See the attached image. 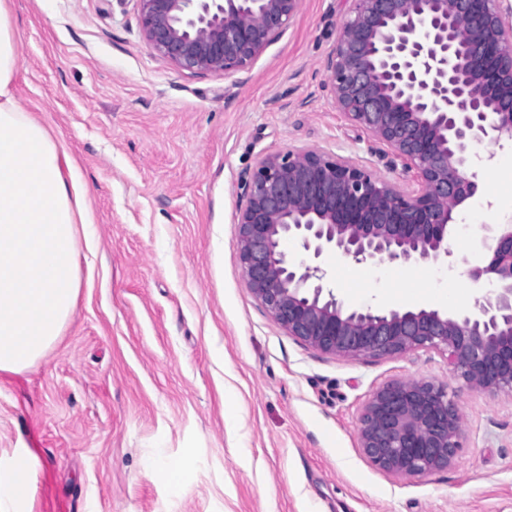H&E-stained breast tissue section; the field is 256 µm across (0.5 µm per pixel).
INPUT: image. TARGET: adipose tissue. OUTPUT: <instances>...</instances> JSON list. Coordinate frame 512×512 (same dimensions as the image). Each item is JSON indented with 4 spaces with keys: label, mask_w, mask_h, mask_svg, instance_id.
Wrapping results in <instances>:
<instances>
[{
    "label": "adipose tissue",
    "mask_w": 512,
    "mask_h": 512,
    "mask_svg": "<svg viewBox=\"0 0 512 512\" xmlns=\"http://www.w3.org/2000/svg\"><path fill=\"white\" fill-rule=\"evenodd\" d=\"M15 37L0 8V379L21 373L61 336L79 291L82 192L71 166L19 100Z\"/></svg>",
    "instance_id": "obj_1"
}]
</instances>
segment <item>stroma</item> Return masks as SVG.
I'll return each instance as SVG.
<instances>
[{"mask_svg": "<svg viewBox=\"0 0 512 512\" xmlns=\"http://www.w3.org/2000/svg\"><path fill=\"white\" fill-rule=\"evenodd\" d=\"M16 38L15 93L68 154L87 196L80 288L46 355L0 383V469L37 463L32 512H512V393L468 386L428 348L319 352L277 325L242 271L240 182L259 156L338 154L412 188L350 126L324 65L344 0H302L232 76L175 69L144 43L134 0H0ZM482 190L455 212L457 258L357 264L291 238L351 310L478 313L490 230L512 224V140L470 146ZM446 385L465 438L453 466L377 469L358 439L369 396ZM185 464L180 488L143 461Z\"/></svg>", "mask_w": 512, "mask_h": 512, "instance_id": "35a3bbf8", "label": "stroma"}]
</instances>
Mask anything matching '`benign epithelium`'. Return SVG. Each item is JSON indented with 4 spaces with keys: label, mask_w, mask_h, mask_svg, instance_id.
I'll list each match as a JSON object with an SVG mask.
<instances>
[{
    "label": "benign epithelium",
    "mask_w": 512,
    "mask_h": 512,
    "mask_svg": "<svg viewBox=\"0 0 512 512\" xmlns=\"http://www.w3.org/2000/svg\"><path fill=\"white\" fill-rule=\"evenodd\" d=\"M147 46L180 71L233 75L248 69L297 14L301 0H135ZM325 78L344 118L411 173L406 190L371 168L325 151L258 159L240 186L239 260L249 288L275 323L333 355H403L441 349L472 387L512 392V224H502L486 263L469 270L496 285L480 314L434 309L348 310L324 272L288 263L298 238L361 263H417L453 256L455 210L479 194L468 148L512 139V0H345ZM448 388L405 380L363 407L359 447L396 477L446 469L462 447Z\"/></svg>",
    "instance_id": "obj_1"
}]
</instances>
